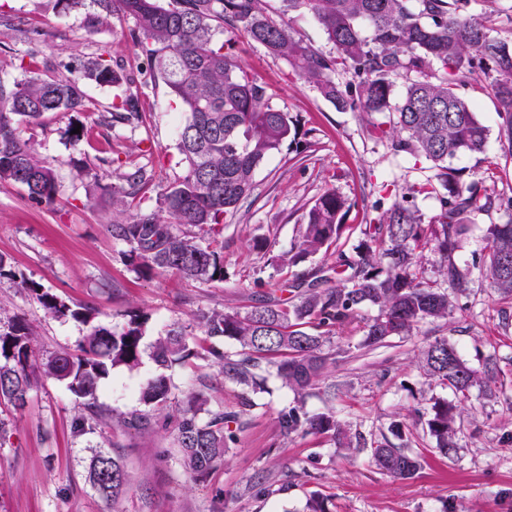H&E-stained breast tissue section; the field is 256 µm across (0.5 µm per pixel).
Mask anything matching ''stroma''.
<instances>
[{"label":"stroma","instance_id":"obj_1","mask_svg":"<svg viewBox=\"0 0 512 512\" xmlns=\"http://www.w3.org/2000/svg\"><path fill=\"white\" fill-rule=\"evenodd\" d=\"M86 15L83 8L61 11L55 0H0V81L28 77L29 57L77 70L103 48L132 74L147 70V58L129 36L132 18L93 28ZM236 53L267 85L270 105L288 113L297 136L256 169L252 196L226 216L220 234L191 228L201 245L223 255L220 281L142 270L131 261L129 245L112 235L111 190L123 185L126 173L141 166L151 173L132 204L135 211L152 212L162 190L186 171L177 149L185 116L163 83L140 85L144 121L137 125L100 124V114L122 90L92 82L83 85L86 111L48 112L20 123L21 137L53 168L57 194L39 204L22 186L0 183V325L23 318L34 332L36 358L77 352L87 324L47 316L24 288L29 280L71 308L92 311L95 323L111 330L138 320L144 338L139 365L114 368L102 381L90 431L74 430L85 408L53 379H41L23 407L0 403L7 429L0 443V512H307L313 497L325 512H512V319H502L499 297L480 272L487 226L512 221V211L478 217L456 251L474 283L447 322L420 325L413 335L370 350L358 348L357 337L334 338L338 355L328 376L336 398L330 404L316 392L305 398L308 411L334 406L338 419L369 440L387 433L393 421H409L404 442L424 457L412 478L389 477L369 465L366 453L324 438H283L277 413L296 397L274 370L263 371L261 388L250 390L226 381L209 359L194 356L164 370L154 363L153 346L171 325L182 326L196 349L206 340L199 312H244L267 295L289 298L296 278L325 269L330 255L354 253L377 200L433 174L429 161L394 153L389 140L368 132L359 113L336 110L263 46L242 37ZM79 126L84 134L77 138ZM448 165L512 195V161L497 144L482 155H458ZM328 189L349 205L340 238L326 252L281 265L310 205ZM443 338L471 367L493 360L501 369L493 392L472 389L457 422L458 450L449 459L413 422L436 400L454 398L418 364L420 350ZM161 373L170 396L158 409L144 404L141 392ZM198 392L209 409H223L234 434L223 461L204 476L186 471L175 445V417ZM245 396L254 406L243 415ZM134 414L148 417L150 426H128ZM99 451L118 459L129 478L126 493L114 502L101 498L88 479Z\"/></svg>","mask_w":512,"mask_h":512}]
</instances>
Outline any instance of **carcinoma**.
Masks as SVG:
<instances>
[{"instance_id": "carcinoma-1", "label": "carcinoma", "mask_w": 512, "mask_h": 512, "mask_svg": "<svg viewBox=\"0 0 512 512\" xmlns=\"http://www.w3.org/2000/svg\"><path fill=\"white\" fill-rule=\"evenodd\" d=\"M91 2L97 6L89 14L92 26L106 20L117 4L135 20L130 37L150 61V81H162L186 114L177 140L186 174L160 193V212L128 213L131 192L151 180L142 168L124 176L128 189L112 190V235L128 244L131 257L148 271H172L201 282L224 279L219 253L186 232H176L175 225L213 229L224 223L252 195L255 170L296 136L288 113L268 105L265 83L241 65L234 52L239 35L288 61L300 80L337 109L369 118L389 113L388 127L370 121L369 132L390 140L396 152L425 158L435 169L430 179L395 195L391 203L378 201L356 256L340 253L324 275L307 285L301 280L292 285L291 300L270 296L243 313H200L207 338L238 341L241 350L235 356L213 346L196 351L182 329L173 327L154 344L157 366L211 356L221 365L224 379L253 388L259 372L272 368L301 397L336 362V351L326 345L351 326L362 333L359 345L370 348L409 336L421 323L448 322L454 298L466 294L473 283L471 269L455 260L461 237L477 217L512 209V196L448 168V160L483 154L488 146L487 127L458 88L482 73L500 119L498 149L512 158V35H491L489 16L468 14L470 0H279L276 16L267 0H171L165 6L160 0ZM304 13L323 29L333 51L315 48L283 20ZM224 34L227 39H220ZM86 81L128 86L103 113V124L142 121L138 93L129 89L133 80L105 49L78 75L69 68L46 67L25 80L1 81L0 182L23 186L36 202L54 199V170L20 137L18 124L47 112L85 111ZM435 191L439 210L425 224L414 199ZM346 206L334 190L321 194L309 208L293 249L280 261L297 264L336 241ZM486 237L485 277L501 298L511 300L512 223L488 225ZM431 256L435 279L426 276ZM22 284L35 293L47 315L70 316L89 325V331L79 353H55L36 366L26 321L14 318L0 328V401L21 407L39 380L50 378L65 383L85 408L93 409L100 383L113 368L140 364L141 323L134 319L117 334L93 323L91 312L71 309L38 284ZM369 308L377 314L365 316ZM419 364L457 399L455 405L434 402L423 422L436 452L450 458L457 451L458 405L468 400L474 386L488 388L496 382V368H472L445 339L425 347ZM169 394L161 374L147 384L141 400L162 408ZM202 405L198 397L187 404L175 435L183 466L195 475L214 469L234 438L224 410H210L207 421L199 420ZM278 423L285 438L302 432L324 437L338 448L367 447L369 462L393 478L409 479L422 466L420 454L386 436L361 442L362 435L352 433L330 410L310 413L300 404L281 410ZM89 480L102 498L112 501L128 485L126 471L107 451L94 456Z\"/></svg>"}]
</instances>
